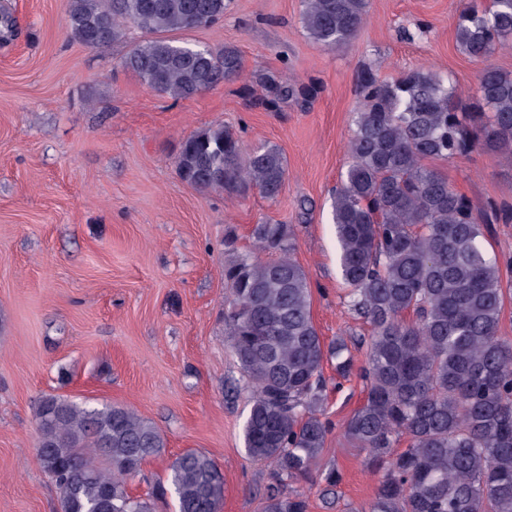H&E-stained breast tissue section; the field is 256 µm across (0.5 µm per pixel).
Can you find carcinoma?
Masks as SVG:
<instances>
[{
  "label": "carcinoma",
  "instance_id": "1",
  "mask_svg": "<svg viewBox=\"0 0 512 512\" xmlns=\"http://www.w3.org/2000/svg\"><path fill=\"white\" fill-rule=\"evenodd\" d=\"M369 0H303L301 22L325 48L350 43L368 20ZM226 0H66L70 37L94 49L140 30L121 67L174 101L190 100L243 72L231 47L201 46L177 32L224 19ZM455 39L482 65L473 97L451 73L417 68L394 80L360 72V104L347 142L349 165L332 191L331 224L347 305L371 327L360 375L365 397L344 437L378 475L368 512H512V340L497 335L505 288L483 244V224L448 178L426 165L479 150L512 162V74L487 63L512 48V0H463ZM261 104L304 107L315 83L278 72L255 76ZM177 176L196 190L276 198L287 161L275 145L243 151L220 123L185 137ZM253 249L224 241L225 335L249 386L243 427L249 459L274 466L264 512H307L290 484L317 477L333 493L339 472L322 463L329 425L323 364L349 376L344 340L325 343L314 325L308 273L295 259L289 224H256ZM272 252L273 261L261 254ZM40 466L58 490V512H154V496L129 481L166 448L160 428L118 405H80L56 395L35 409ZM407 446L397 450L401 440ZM177 512H219L224 474L189 449L169 465Z\"/></svg>",
  "mask_w": 512,
  "mask_h": 512
}]
</instances>
